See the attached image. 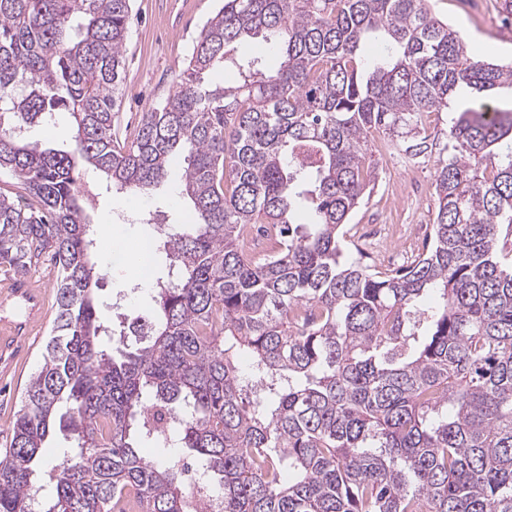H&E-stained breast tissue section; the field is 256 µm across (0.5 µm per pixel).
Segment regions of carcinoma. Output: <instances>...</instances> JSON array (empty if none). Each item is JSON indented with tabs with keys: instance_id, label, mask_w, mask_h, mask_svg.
Instances as JSON below:
<instances>
[{
	"instance_id": "carcinoma-1",
	"label": "carcinoma",
	"mask_w": 512,
	"mask_h": 512,
	"mask_svg": "<svg viewBox=\"0 0 512 512\" xmlns=\"http://www.w3.org/2000/svg\"><path fill=\"white\" fill-rule=\"evenodd\" d=\"M131 0H0V265L49 257L57 316L0 458V512H512V66L473 59L430 0H224L176 89L112 136ZM280 46L272 70L240 53ZM384 44L368 58L369 40ZM233 85L213 83L216 68ZM473 94L447 142L428 133ZM67 115L68 151L18 129ZM374 133L443 154L426 253L395 273L347 254ZM186 154L193 224H166L145 340H114L76 190L92 165L145 191ZM275 236L246 247L255 225ZM436 296L425 303V296ZM251 361L241 368L243 357ZM70 432L38 485L45 441ZM151 440L157 461L139 453Z\"/></svg>"
}]
</instances>
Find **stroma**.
Wrapping results in <instances>:
<instances>
[{
  "label": "stroma",
  "instance_id": "obj_1",
  "mask_svg": "<svg viewBox=\"0 0 512 512\" xmlns=\"http://www.w3.org/2000/svg\"><path fill=\"white\" fill-rule=\"evenodd\" d=\"M222 0H132V15L121 73V96L115 110L113 130L120 138H132L143 112L163 102L171 93L187 55L208 18ZM500 0H431L433 12L460 29L470 52L488 61L512 62V38L505 33ZM382 136L371 141V160L379 182L369 198L353 213L348 237L367 255L377 269H397L410 264L422 252L435 217L434 158L408 159L404 154H383ZM183 163L168 168L161 183L141 194L137 207L125 206L124 197L106 188L104 178L89 167L82 168L78 191L89 193L86 214L93 229L114 224L122 229L123 248L139 239H154L152 275H166L167 260L153 225L144 223L147 214L170 224H191L195 217L179 200ZM94 260L105 275L99 297L104 318H113V303L126 300L133 314L147 315L153 309L151 289L142 287L136 271L112 261V243L97 238ZM54 267L28 272L35 289L42 293L46 316L33 325L28 350L10 365L0 364V455L11 441V424L22 406L25 389L38 369L50 335L57 307Z\"/></svg>",
  "mask_w": 512,
  "mask_h": 512
}]
</instances>
